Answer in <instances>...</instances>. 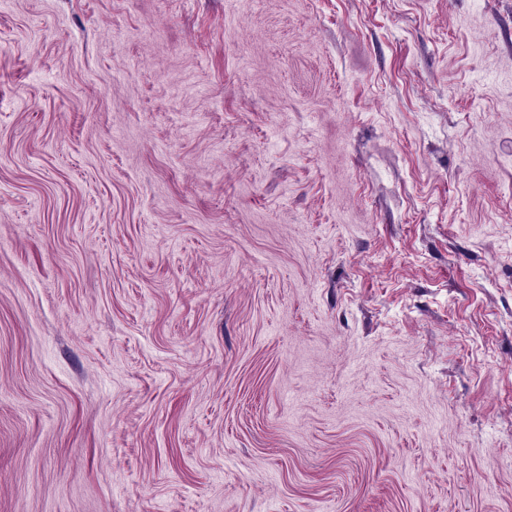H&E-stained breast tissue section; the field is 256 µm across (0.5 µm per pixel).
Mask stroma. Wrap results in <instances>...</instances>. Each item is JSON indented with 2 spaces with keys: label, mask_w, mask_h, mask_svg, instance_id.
<instances>
[{
  "label": "stroma",
  "mask_w": 512,
  "mask_h": 512,
  "mask_svg": "<svg viewBox=\"0 0 512 512\" xmlns=\"http://www.w3.org/2000/svg\"><path fill=\"white\" fill-rule=\"evenodd\" d=\"M0 512H512V0H0Z\"/></svg>",
  "instance_id": "1"
}]
</instances>
